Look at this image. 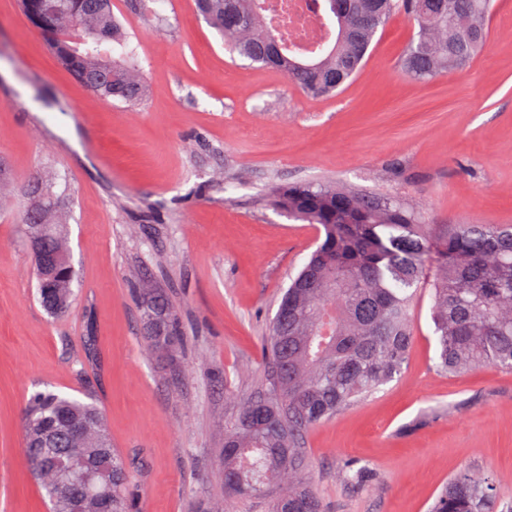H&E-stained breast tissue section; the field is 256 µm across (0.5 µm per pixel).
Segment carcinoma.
<instances>
[{"label": "carcinoma", "mask_w": 512, "mask_h": 512, "mask_svg": "<svg viewBox=\"0 0 512 512\" xmlns=\"http://www.w3.org/2000/svg\"><path fill=\"white\" fill-rule=\"evenodd\" d=\"M341 2L344 37L308 60L268 24L262 0H196V8L232 52L281 72L312 98L333 95L360 69L394 14L417 27L400 60L415 80L458 71L487 43L489 0ZM20 7L38 18L45 42L78 82L107 102L142 103L145 79L112 0H20ZM315 7L342 25L328 15L329 0H315ZM71 195L56 172L19 187L8 167L0 168V210L27 198L21 224L29 244L39 225L68 224L62 207ZM273 197L288 215L319 225L324 238L281 296L264 369L224 426L218 478L224 495L267 499L270 512H322L304 434L401 375L414 343L410 311L419 292L427 290L432 301L438 372L489 364L512 370V225L425 224L409 204L328 184L278 187ZM52 248L50 238L30 248L38 280L40 254ZM139 296L148 349L175 359L185 337L168 293L146 284ZM66 417L89 423L90 439L73 443L60 426ZM24 453L51 512H84V497L94 490L97 512H129V474L94 402L34 393ZM102 468L112 472L109 489L93 484ZM341 475L356 488L374 480L368 467L353 462ZM429 512H512V504H501L487 477L462 469Z\"/></svg>", "instance_id": "obj_1"}]
</instances>
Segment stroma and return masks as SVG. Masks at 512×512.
Masks as SVG:
<instances>
[{
	"mask_svg": "<svg viewBox=\"0 0 512 512\" xmlns=\"http://www.w3.org/2000/svg\"><path fill=\"white\" fill-rule=\"evenodd\" d=\"M112 9L145 75L134 108L75 81L19 0H0V159L20 184L67 176L78 272L70 311L51 318L21 211L0 214V512H48L23 444L26 402L43 390L92 392L137 512H191L220 494L224 426L319 237L272 205L271 188L336 184L417 203L429 224H512V0H493L469 66L426 82L400 71L414 29L392 16L357 74L321 99L230 54L193 0ZM142 273L186 329L174 361L146 349ZM411 322L402 375L304 438L325 512H428L464 468L512 499V371L436 373L428 293ZM348 461L374 482L344 483Z\"/></svg>",
	"mask_w": 512,
	"mask_h": 512,
	"instance_id": "stroma-1",
	"label": "stroma"
}]
</instances>
